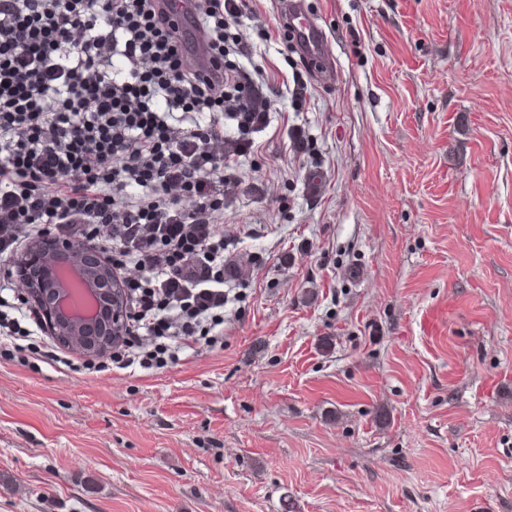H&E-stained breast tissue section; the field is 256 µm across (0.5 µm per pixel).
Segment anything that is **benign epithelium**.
<instances>
[{
  "mask_svg": "<svg viewBox=\"0 0 512 512\" xmlns=\"http://www.w3.org/2000/svg\"><path fill=\"white\" fill-rule=\"evenodd\" d=\"M14 265L24 297L41 309L57 345L94 359L126 334L122 282L97 244L45 233L28 240Z\"/></svg>",
  "mask_w": 512,
  "mask_h": 512,
  "instance_id": "obj_1",
  "label": "benign epithelium"
}]
</instances>
